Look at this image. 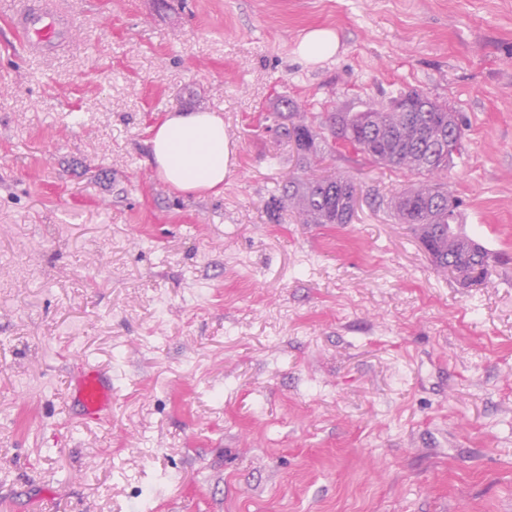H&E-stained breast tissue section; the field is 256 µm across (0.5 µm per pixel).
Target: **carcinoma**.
Masks as SVG:
<instances>
[{
	"instance_id": "carcinoma-1",
	"label": "carcinoma",
	"mask_w": 512,
	"mask_h": 512,
	"mask_svg": "<svg viewBox=\"0 0 512 512\" xmlns=\"http://www.w3.org/2000/svg\"><path fill=\"white\" fill-rule=\"evenodd\" d=\"M406 95L415 98L416 111H395L388 105L373 112L375 133L397 141L399 150L370 145L363 112H329L312 124L296 120L297 105L286 98L276 106V129L304 161L339 144L353 148L372 165L407 169L421 178L390 200L391 213L399 223L414 225L436 268L463 288L479 285L488 278L492 257L462 230L457 201L445 182L454 156L463 147L462 128L452 125L447 105L419 91ZM356 198V183L350 176L296 172L278 185L267 208L275 212L287 206L302 224H349Z\"/></svg>"
}]
</instances>
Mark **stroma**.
<instances>
[{"label":"stroma","mask_w":512,"mask_h":512,"mask_svg":"<svg viewBox=\"0 0 512 512\" xmlns=\"http://www.w3.org/2000/svg\"><path fill=\"white\" fill-rule=\"evenodd\" d=\"M0 0V512H512V0H57L26 56ZM313 28L336 54L295 53ZM417 90L464 125L448 171L485 283L435 269L382 200L402 169L304 164L269 115ZM213 111L220 195L158 174L148 130ZM343 173L349 224L269 216ZM111 369L84 423L81 360ZM338 47L339 38L335 30L316 28L304 34L296 53L306 63L316 64L335 55ZM74 387L80 417L86 422L106 423L112 413V376L102 367L81 363Z\"/></svg>","instance_id":"stroma-1"}]
</instances>
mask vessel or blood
Returning a JSON list of instances; mask_svg holds the SVG:
<instances>
[{
    "instance_id": "b4317fda",
    "label": "vessel or blood",
    "mask_w": 512,
    "mask_h": 512,
    "mask_svg": "<svg viewBox=\"0 0 512 512\" xmlns=\"http://www.w3.org/2000/svg\"><path fill=\"white\" fill-rule=\"evenodd\" d=\"M71 24L67 15L58 11L54 0H30L13 21L24 37L28 52L44 54L60 49ZM82 420L103 424L112 413V377L102 367L82 363L74 387Z\"/></svg>"
}]
</instances>
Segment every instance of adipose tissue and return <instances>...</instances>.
Returning <instances> with one entry per match:
<instances>
[{"label": "adipose tissue", "instance_id": "obj_1", "mask_svg": "<svg viewBox=\"0 0 512 512\" xmlns=\"http://www.w3.org/2000/svg\"><path fill=\"white\" fill-rule=\"evenodd\" d=\"M161 178L183 193L219 194L233 166L224 120L212 112H174L150 129Z\"/></svg>", "mask_w": 512, "mask_h": 512}]
</instances>
